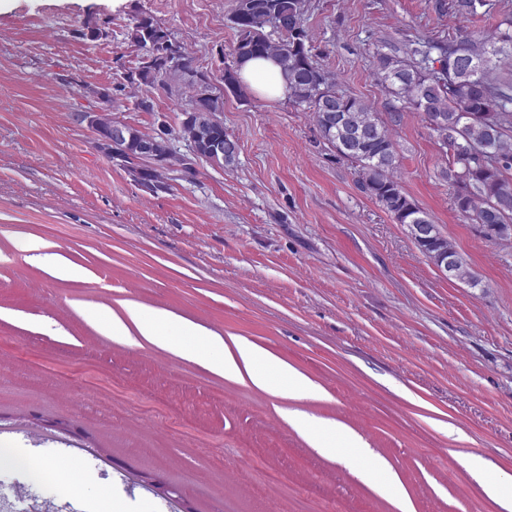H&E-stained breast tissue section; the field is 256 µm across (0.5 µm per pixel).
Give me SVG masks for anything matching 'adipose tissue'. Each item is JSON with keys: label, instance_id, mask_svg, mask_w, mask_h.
<instances>
[{"label": "adipose tissue", "instance_id": "ef3b65f1", "mask_svg": "<svg viewBox=\"0 0 512 512\" xmlns=\"http://www.w3.org/2000/svg\"><path fill=\"white\" fill-rule=\"evenodd\" d=\"M239 77L260 96L282 99L288 94V86L274 60H248L241 66ZM104 322L111 337L127 339L132 333H139L159 348L197 361L224 377L249 379L253 385L277 397L306 398L317 392L304 375L264 349L240 340L227 345L222 336L162 310L133 307L127 318L108 315ZM288 419L303 429L323 454L344 463H356L365 483L399 492L397 476L387 463L369 457L360 440L336 422L312 418L299 411L289 412Z\"/></svg>", "mask_w": 512, "mask_h": 512}]
</instances>
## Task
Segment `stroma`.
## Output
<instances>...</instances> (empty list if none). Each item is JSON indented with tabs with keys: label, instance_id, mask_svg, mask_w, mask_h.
<instances>
[{
	"label": "stroma",
	"instance_id": "35a3bbf8",
	"mask_svg": "<svg viewBox=\"0 0 512 512\" xmlns=\"http://www.w3.org/2000/svg\"><path fill=\"white\" fill-rule=\"evenodd\" d=\"M438 0H307L313 52L339 89L374 105L392 99L378 50L491 28ZM234 0H0V443L42 467L0 469V512H174L140 484L144 472L180 488L195 512H268L263 459L306 495L342 512H503L461 464L474 456L512 475V244L482 236L455 211L448 163L422 114L392 134L406 192L467 256L478 287L448 281L396 223L361 193L353 168L317 147L309 113L284 99L224 96L235 166L203 161L196 180L142 191L71 125L101 108L98 89L123 82L142 57L122 31L145 12L218 72L234 39ZM106 30L81 38L85 24ZM154 111L117 96L114 118L151 131L178 125L179 105ZM42 243L83 270L58 279L17 250ZM166 311L225 340L244 339L302 373L318 396L282 398L215 374L144 339L105 336L86 313ZM128 385L116 405L88 374ZM330 420L396 473L403 499L313 448L288 411ZM73 421L74 436L37 438L27 415ZM219 439L198 444V435ZM107 452L83 451L81 437ZM71 455L79 486L47 478ZM469 496L460 498L458 485Z\"/></svg>",
	"mask_w": 512,
	"mask_h": 512
}]
</instances>
